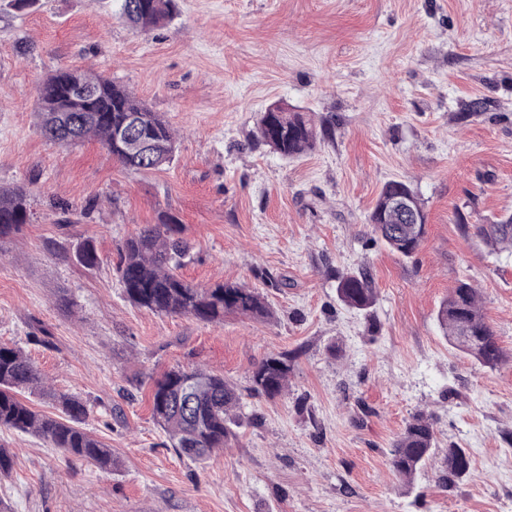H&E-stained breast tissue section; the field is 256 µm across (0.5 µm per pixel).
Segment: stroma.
<instances>
[{
  "label": "stroma",
  "instance_id": "obj_1",
  "mask_svg": "<svg viewBox=\"0 0 512 512\" xmlns=\"http://www.w3.org/2000/svg\"><path fill=\"white\" fill-rule=\"evenodd\" d=\"M164 29L121 19V0L0 8V185H31L32 216L0 239V342L53 388L80 396L112 448L110 472L22 432L0 477L11 512H512V362L490 369L436 321L460 279L478 288L512 353V254L464 224L512 212V0H178ZM94 69L170 122L173 162L124 168L98 142L48 143L40 79ZM486 99L489 111L460 105ZM282 103L331 128L285 158L257 142ZM409 181L427 234L409 258L373 235L385 183ZM177 216L198 286L258 289L273 317L206 324L129 303L115 272L124 240ZM92 240L94 269L74 250ZM368 266L370 314L337 298L335 271ZM68 295L70 307L60 306ZM288 354V389L254 393L262 360ZM174 367L204 368L242 393L238 436L199 463L178 455L150 395ZM431 413L439 449L472 457L450 488L434 466L405 483L396 436Z\"/></svg>",
  "mask_w": 512,
  "mask_h": 512
}]
</instances>
